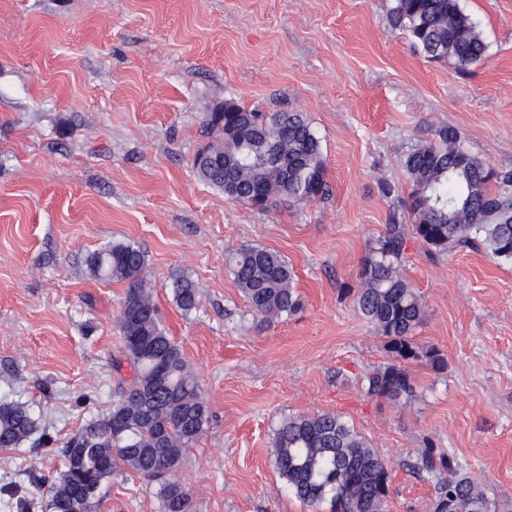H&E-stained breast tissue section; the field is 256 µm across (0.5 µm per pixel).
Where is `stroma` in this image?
I'll use <instances>...</instances> for the list:
<instances>
[{"mask_svg":"<svg viewBox=\"0 0 512 512\" xmlns=\"http://www.w3.org/2000/svg\"><path fill=\"white\" fill-rule=\"evenodd\" d=\"M488 45L457 71L388 22L391 0H0V398L24 402L49 446L0 449V512H48L30 480L112 404L122 283L93 278L87 253L145 251L162 325L182 348L211 423L180 476L191 512H309L273 464L292 415L333 412L391 471L388 512H433L411 469L426 445L512 512V264L485 251L432 252L409 239L400 266L425 304L414 333L448 367L409 362L415 395L369 396L390 361L354 291L368 247L410 189L403 159L440 126L512 168V0H463ZM301 112L321 141L327 199L265 213L198 180L208 112ZM394 183L395 196L380 185ZM282 255L303 304L255 317L225 259ZM188 278L196 310L170 284ZM100 512H159L152 485L121 469ZM174 299L183 311L191 312L197 309L199 304V293L192 283L185 279L173 282Z\"/></svg>","mask_w":512,"mask_h":512,"instance_id":"1","label":"stroma"}]
</instances>
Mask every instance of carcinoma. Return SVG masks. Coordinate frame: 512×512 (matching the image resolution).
<instances>
[{"instance_id": "1", "label": "carcinoma", "mask_w": 512, "mask_h": 512, "mask_svg": "<svg viewBox=\"0 0 512 512\" xmlns=\"http://www.w3.org/2000/svg\"><path fill=\"white\" fill-rule=\"evenodd\" d=\"M389 23L407 31L426 57L451 60L460 69L487 55L462 0H393ZM207 128L211 158L196 154L192 167L226 198L266 212L330 195L320 139L303 113L264 116L227 101L225 111L207 114ZM434 136L404 155L410 184L404 206L412 228L398 211L390 214L362 262L355 293L361 315L386 338L391 357L366 374L367 393L394 402L414 394L407 361L419 358L413 335L425 319L420 296L398 266L409 234L435 251L481 247L512 263V170L496 169L468 151L453 127H440ZM85 264L98 279L127 284L118 310L121 347L112 367L118 373L127 364L133 376L119 383L108 411L64 442L63 468L34 486L46 490L49 512H98L102 487L122 467L159 486L160 512H190V494L178 474L211 417L181 347L161 326L147 289L146 254L116 241L88 253ZM226 265L253 315L280 318L300 308L293 269L280 254L247 246ZM173 294L183 311L197 309L199 293L189 281H174ZM37 433L51 443L25 404L0 401V448H17ZM272 447L279 476L303 504L316 509L328 500L332 512H387L388 465L342 416L288 417L274 430ZM412 469L436 479L434 512H492L470 477H445L454 469L450 455L429 447Z\"/></svg>"}]
</instances>
